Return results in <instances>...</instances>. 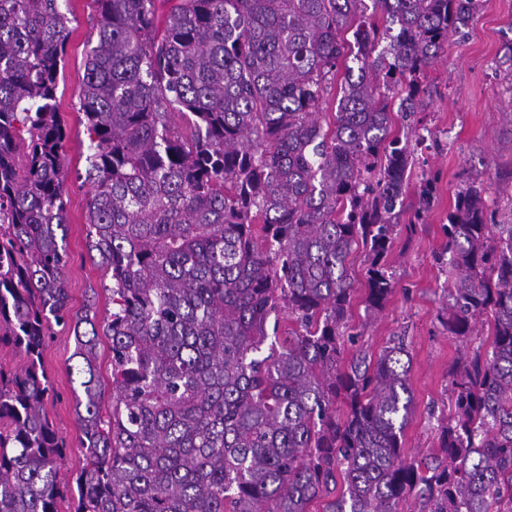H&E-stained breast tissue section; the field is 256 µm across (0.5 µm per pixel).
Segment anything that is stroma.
Masks as SVG:
<instances>
[{
    "instance_id": "obj_1",
    "label": "stroma",
    "mask_w": 512,
    "mask_h": 512,
    "mask_svg": "<svg viewBox=\"0 0 512 512\" xmlns=\"http://www.w3.org/2000/svg\"><path fill=\"white\" fill-rule=\"evenodd\" d=\"M59 4L71 20L56 99L68 127L64 189L69 262L64 277L71 314L84 315L91 306L102 317L111 307L110 275L86 241L87 203L93 191L86 177L91 149L79 113L84 63L97 43V15L91 0H59ZM511 40L512 0H484L479 16L451 38L444 54L428 68L427 111L393 114L395 131L412 127L425 132L424 138L411 142L414 165L388 254L395 288L374 318L367 316L362 299H354L350 324L362 327L359 343L373 355L390 337L406 339L415 399V412L403 437V450L410 456L438 448V419L450 412L451 369L488 334L483 318L477 320L474 335L464 340L448 335L441 324L444 290L451 277L442 226L470 172L491 210L500 214L512 210V76L504 64V47ZM424 181L432 183L434 192L421 211L417 201ZM73 351L71 332L54 328L43 356L54 386L46 411L67 442L61 467L68 474L84 463L75 409L79 384L70 372L76 364Z\"/></svg>"
}]
</instances>
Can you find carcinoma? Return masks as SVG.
Wrapping results in <instances>:
<instances>
[{
	"label": "carcinoma",
	"mask_w": 512,
	"mask_h": 512,
	"mask_svg": "<svg viewBox=\"0 0 512 512\" xmlns=\"http://www.w3.org/2000/svg\"><path fill=\"white\" fill-rule=\"evenodd\" d=\"M92 2L80 110L86 240L112 280L101 325L71 316L64 279L70 19L58 0H0V346L26 359L0 367V512H58L68 494L73 512H310L338 476L324 512H401L409 498L418 512H512V211L488 223L471 184L443 225L442 325L467 337L487 314L492 342L456 364L438 449L403 451L404 337L344 357L357 248L365 310L394 288L386 257L413 157L393 99L427 110V68L483 0H178L161 32L155 0ZM54 326L72 330L80 379L73 480L45 409ZM98 337V353H99V376L102 383V387L105 390V396H110L112 393V377H111V365H110V340L107 336H104L102 329L99 331Z\"/></svg>",
	"instance_id": "cac0c4a2"
}]
</instances>
